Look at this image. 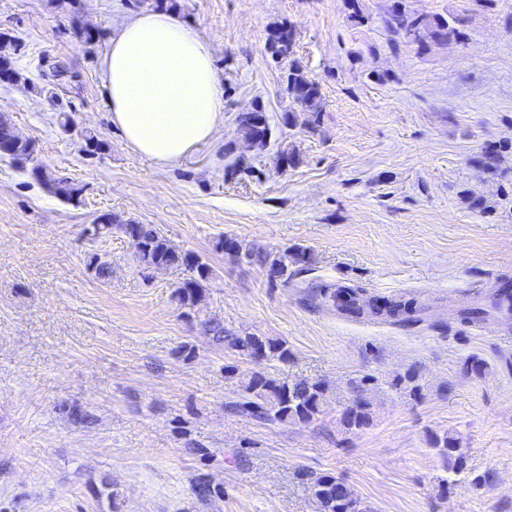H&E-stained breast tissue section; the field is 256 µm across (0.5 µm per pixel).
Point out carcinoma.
<instances>
[{
	"label": "carcinoma",
	"mask_w": 512,
	"mask_h": 512,
	"mask_svg": "<svg viewBox=\"0 0 512 512\" xmlns=\"http://www.w3.org/2000/svg\"><path fill=\"white\" fill-rule=\"evenodd\" d=\"M391 30L406 39L422 28L426 33L433 34L437 41H448L459 38L460 32L450 26L447 19L439 16L416 15L399 6L393 8L390 15ZM292 42L291 30L282 23L268 33L266 51L273 58L287 56L288 74L286 77L287 91L293 102L301 111L311 114L308 126L313 128L320 123L321 92L319 83L305 75L295 52L290 50ZM11 39L0 34V78L9 82L23 79L22 74L14 67L12 57L6 52ZM35 153L34 142L27 140L19 146L12 144L9 119L0 120V155L23 160L31 158ZM49 191L66 202L78 200L81 188L66 178L50 177L40 174ZM94 231L99 238L112 236L118 231L125 236H134V250L138 262L145 269L164 268L172 265L185 267L187 277L176 289L178 301L183 306H193L202 295L205 284L213 277L214 270L198 255L192 252H178L166 239L158 234L151 224H137L133 221L121 220L115 216L102 214L93 221ZM217 247L224 251L235 262H257L267 268L268 275L274 282L283 286L299 287L292 277L308 271L310 256L299 247L284 248L276 251L260 252L253 247L232 238L221 239ZM310 297L320 299L336 308L340 314L360 319L373 315L392 324H415L421 321L417 315L415 300L403 296L378 297L367 292L360 286L337 284L320 285L310 289ZM512 315V282L506 280L494 289L486 305L471 306L456 311L457 319L465 324L476 325L492 315ZM204 330L213 336V340L231 350L236 356L254 363L278 362L286 363L291 352L286 340L277 336H267L247 331H232L213 323H204ZM226 377L237 379L235 397L227 403L233 412L244 413L270 423H309L322 412L326 386L321 382L308 380L290 381L266 375L260 371L239 372L234 365L224 367ZM417 376L408 371L394 379L392 386L404 388L409 396H420V385L416 384ZM365 389L357 387L352 404L345 409L342 422L345 428L360 429L371 422V403L364 396ZM431 445L438 453L448 460V467L456 473L465 469V452L460 438L448 433L434 434ZM303 477L309 485L312 498L318 512H343L344 505L338 503V497L329 495L323 490L325 486L339 489L341 498L355 505L353 512H371L366 502L344 480L328 474L305 472Z\"/></svg>",
	"instance_id": "cac0c4a2"
}]
</instances>
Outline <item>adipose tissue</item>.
Returning a JSON list of instances; mask_svg holds the SVG:
<instances>
[{"instance_id":"1","label":"adipose tissue","mask_w":512,"mask_h":512,"mask_svg":"<svg viewBox=\"0 0 512 512\" xmlns=\"http://www.w3.org/2000/svg\"><path fill=\"white\" fill-rule=\"evenodd\" d=\"M101 68L111 122L139 154L175 163L214 140L224 91L212 48L170 13L123 20Z\"/></svg>"}]
</instances>
